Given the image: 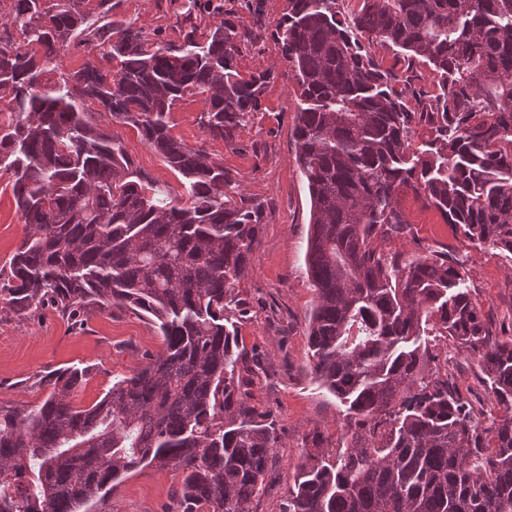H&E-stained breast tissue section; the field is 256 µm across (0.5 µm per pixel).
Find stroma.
Instances as JSON below:
<instances>
[{
  "label": "stroma",
  "mask_w": 512,
  "mask_h": 512,
  "mask_svg": "<svg viewBox=\"0 0 512 512\" xmlns=\"http://www.w3.org/2000/svg\"><path fill=\"white\" fill-rule=\"evenodd\" d=\"M116 16L135 22L146 32L161 30L175 39V14L187 4L211 17L208 0H114ZM254 15L247 0H224V17L237 30L264 25L274 30L288 11V0H262ZM235 67L242 76L272 70L262 97L234 145L215 140L201 128V103L179 102L170 114L172 134L191 146H205L236 176L246 197L262 207L261 228L250 254V270L240 282L242 314L238 329V367L248 377L245 401L275 421L281 445L275 448L255 512H283L293 470L302 460L305 439L319 432L330 447L342 435L343 406L319 387L311 370L307 336L315 291L305 255L309 237L310 197L296 164L293 130L299 104L294 80L280 47L273 40L241 43ZM114 136L127 147L135 165L152 181L158 197L176 195V174L145 145L133 127L113 124ZM401 206L409 220L399 235L379 241L387 255L426 256L448 253L464 271L465 284L499 336L512 335V255L478 246L465 238L440 213L425 206L414 192H405ZM24 235L16 210L11 178L0 170V267L7 265ZM162 348V338L146 319L130 310L90 313L81 328L72 329L52 307L29 316H0V408L9 410L39 403L47 394L46 379L69 367H91L73 402L88 407L98 402L113 381L138 373ZM429 366L447 370L475 408L493 397L483 383L474 357L437 344ZM181 492L179 475L168 468L147 466L126 475L97 500L91 512H167Z\"/></svg>",
  "instance_id": "1"
}]
</instances>
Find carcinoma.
Returning <instances> with one entry per match:
<instances>
[{
  "mask_svg": "<svg viewBox=\"0 0 512 512\" xmlns=\"http://www.w3.org/2000/svg\"><path fill=\"white\" fill-rule=\"evenodd\" d=\"M344 2L288 0L274 31L250 32L271 36L293 72L311 369L347 406L343 447L312 437L284 512H512V336L493 333L448 255L400 262L375 246L406 229L411 189L475 244L512 255V0H362L350 15ZM95 9L11 0L0 15V169L25 224L0 311L49 305L76 329L123 307L156 324L162 350L88 408L72 402L88 371L64 369L41 403L0 410V512H88L150 465L181 477L173 512H253L279 437L246 405L227 322L261 205L168 119L198 96L205 131L233 145L272 71L238 73L241 36L225 20L200 33L187 9L182 38L158 41L112 20V0ZM363 33L395 49L402 74ZM72 44L89 55L78 69L62 62ZM418 64L435 90L414 83ZM114 121L180 176V194L156 196ZM427 331L478 358L497 409L488 422L427 368ZM359 39L371 49L375 57L379 59V62L383 65L384 68H389L396 72H400L401 64L398 62L391 48L389 49L388 47L382 46L374 35L371 36L368 33L363 34L361 37H359Z\"/></svg>",
  "mask_w": 512,
  "mask_h": 512,
  "instance_id": "carcinoma-1",
  "label": "carcinoma"
}]
</instances>
